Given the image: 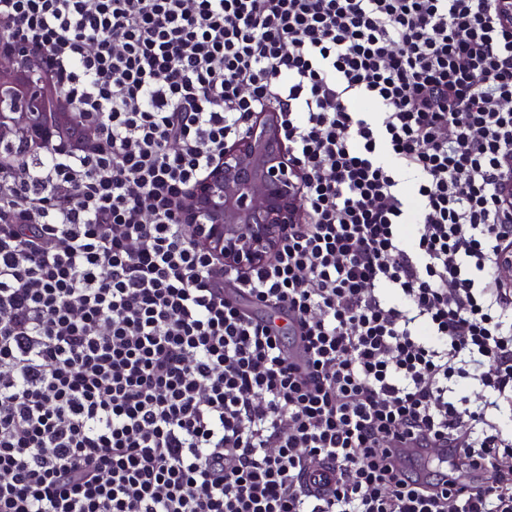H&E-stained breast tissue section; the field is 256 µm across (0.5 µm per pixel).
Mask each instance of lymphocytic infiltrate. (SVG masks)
I'll return each mask as SVG.
<instances>
[{"mask_svg":"<svg viewBox=\"0 0 512 512\" xmlns=\"http://www.w3.org/2000/svg\"><path fill=\"white\" fill-rule=\"evenodd\" d=\"M1 38L82 124L0 171V512H512V0H0ZM261 112L308 220L239 270L177 203Z\"/></svg>","mask_w":512,"mask_h":512,"instance_id":"obj_1","label":"lymphocytic infiltrate"}]
</instances>
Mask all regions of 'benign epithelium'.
Wrapping results in <instances>:
<instances>
[{
    "mask_svg": "<svg viewBox=\"0 0 512 512\" xmlns=\"http://www.w3.org/2000/svg\"><path fill=\"white\" fill-rule=\"evenodd\" d=\"M48 67L50 60L34 64L17 45L0 40V81L29 77L25 101L0 112V138L11 133L26 147L47 144L50 125L40 84ZM281 150L270 121L260 120L247 139L224 150V163L190 194L189 217H206L195 238L229 266L245 269L265 262L286 226L305 218L298 184L281 163Z\"/></svg>",
    "mask_w": 512,
    "mask_h": 512,
    "instance_id": "1",
    "label": "benign epithelium"
}]
</instances>
